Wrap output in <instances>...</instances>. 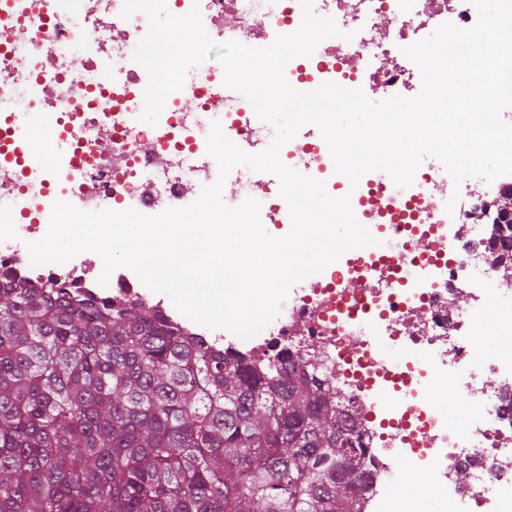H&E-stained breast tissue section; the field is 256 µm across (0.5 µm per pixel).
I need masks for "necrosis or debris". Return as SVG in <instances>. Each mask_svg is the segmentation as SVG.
I'll return each mask as SVG.
<instances>
[{"instance_id":"1","label":"necrosis or debris","mask_w":512,"mask_h":512,"mask_svg":"<svg viewBox=\"0 0 512 512\" xmlns=\"http://www.w3.org/2000/svg\"><path fill=\"white\" fill-rule=\"evenodd\" d=\"M71 2L0 0V129L12 134L10 146L0 145V268L44 288L151 301L184 334L214 349L261 365L280 353L310 366L360 421L367 450L361 512H512V282L491 263L483 212L487 192L512 189V175L489 186L457 184L428 157L409 187L378 170L353 187L337 179L323 136L294 137L281 161L349 196L376 243L302 280L278 316L246 340L152 300L129 268H117L104 286L91 265H32L27 245L49 229L52 209L44 199L52 189L83 211L132 208L153 216L192 204L212 184V122L255 153L275 134L244 96L225 95L223 73L206 62L197 83L167 97L156 125L136 121L148 76L132 53L148 32L147 17L122 18L123 0H84L78 10ZM166 3L176 15L199 7L217 41L269 45L302 23L300 0ZM313 9L333 18L341 34L321 41L312 56L292 59L288 83L302 92L326 82L371 85L384 99L408 96L417 77L404 47L442 24L466 29L478 19L472 0H313ZM190 92L192 110L181 103ZM33 129L38 139H30ZM55 140L71 146V160L55 159ZM30 210L36 223L18 224ZM464 294L492 301L495 317L481 306L460 307ZM468 326L481 327L486 348L473 347ZM443 380L469 399L466 415L429 394ZM396 459L429 473L405 499L395 489Z\"/></svg>"}]
</instances>
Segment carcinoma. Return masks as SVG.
<instances>
[{"label": "carcinoma", "instance_id": "1", "mask_svg": "<svg viewBox=\"0 0 512 512\" xmlns=\"http://www.w3.org/2000/svg\"><path fill=\"white\" fill-rule=\"evenodd\" d=\"M365 456L336 390L286 358L0 282V512H355Z\"/></svg>", "mask_w": 512, "mask_h": 512}]
</instances>
